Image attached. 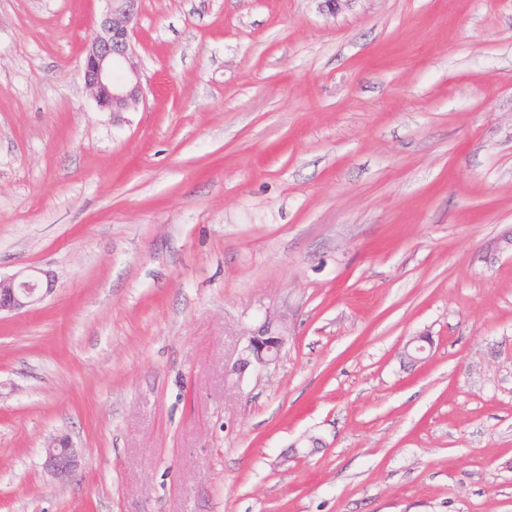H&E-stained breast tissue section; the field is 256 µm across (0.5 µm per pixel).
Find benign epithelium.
I'll return each instance as SVG.
<instances>
[{
	"mask_svg": "<svg viewBox=\"0 0 512 512\" xmlns=\"http://www.w3.org/2000/svg\"><path fill=\"white\" fill-rule=\"evenodd\" d=\"M112 11L99 22V31L86 43L83 58L84 83L97 106L107 112H127L144 93L133 63L136 54L131 23L139 0H110ZM55 289L54 275L44 269L27 268L0 277V315L31 310ZM284 323L269 319L244 336L245 345L236 371L242 375L250 366L273 364L285 344ZM423 337L412 338L403 354L419 364L425 361ZM44 466L60 480L68 479L78 466L77 453L66 436L52 438L44 447Z\"/></svg>",
	"mask_w": 512,
	"mask_h": 512,
	"instance_id": "benign-epithelium-1",
	"label": "benign epithelium"
}]
</instances>
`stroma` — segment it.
<instances>
[{"instance_id":"obj_1","label":"stroma","mask_w":512,"mask_h":512,"mask_svg":"<svg viewBox=\"0 0 512 512\" xmlns=\"http://www.w3.org/2000/svg\"><path fill=\"white\" fill-rule=\"evenodd\" d=\"M107 8L0 0V512H512V0H140L116 116ZM108 1L112 2V11L100 20L99 31L84 47L83 78L97 106L115 114L128 112L144 96L133 63L136 51L130 26L139 0ZM124 64L129 65V75L119 78L116 73ZM54 289V275L48 270L27 268L9 277L0 275V316L31 310ZM286 339L284 323L281 320L269 318L257 329L250 330L244 336L243 354L236 367L239 376L252 365L265 368L273 364ZM43 452L45 468L60 480L68 479L78 466L77 453L67 436L52 438Z\"/></svg>"}]
</instances>
